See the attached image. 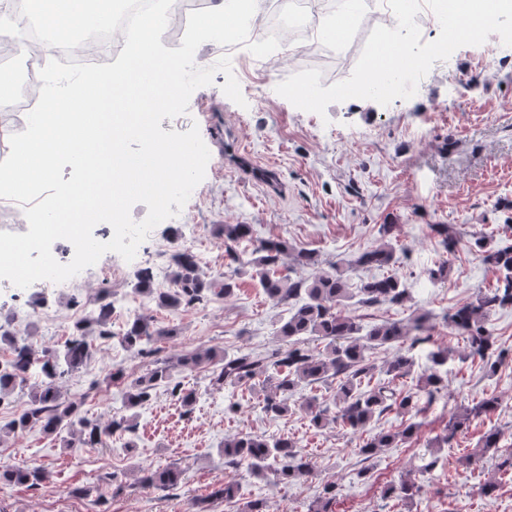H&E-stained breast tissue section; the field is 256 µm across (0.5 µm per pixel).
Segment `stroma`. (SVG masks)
Masks as SVG:
<instances>
[{"label":"stroma","instance_id":"stroma-1","mask_svg":"<svg viewBox=\"0 0 512 512\" xmlns=\"http://www.w3.org/2000/svg\"><path fill=\"white\" fill-rule=\"evenodd\" d=\"M376 12L390 16L386 0H357L344 39L333 48L345 72H353L359 59L352 46L364 16ZM482 53V47L464 46L451 60L435 62L410 99L386 106L349 99L330 104L322 116L296 108L275 91L306 63L295 46L279 47L262 70L246 53L232 61L245 106L223 93L226 77L219 73L211 85L192 93L187 113L161 123L166 131L198 126L210 159L184 206L187 230L160 224L144 244L141 267L151 271L156 288L173 287L170 259L156 249L160 241L183 239L201 251L200 274L222 270L224 245L216 235L221 224H250L258 237L286 242L289 254L277 273L293 279L375 249L382 242L380 225H394V268L355 267L347 276L356 288L397 273L409 298L399 305L374 306L353 299L344 312L365 327L406 323L429 313L433 344L453 351L448 388L419 416L411 440L368 459L357 451L364 434L338 426L315 429L298 410L267 415L249 391L211 390L209 369L178 368L171 385L158 386L151 402L138 410L133 434H115L111 447L76 454L36 429L0 437V459L36 463L49 473L36 489H0V512H239L241 503L229 505L211 496L227 482L239 485L241 502L262 501L265 512H308L327 482L341 488L335 512H512V473L498 470L495 453H487L477 467L460 463L489 429H499L503 444H512V359L487 376L479 360L467 357L464 336L444 321L478 291L498 285V272L469 250L471 235L484 234L499 246L512 244V47H505L488 68L481 63ZM217 132L273 169L275 180L225 163L213 141ZM435 224L447 225L462 238L458 253L445 251L431 230ZM299 250L312 252L315 264L296 266L291 255ZM443 263L450 267L447 282H433L430 270ZM135 274L132 268L120 276L108 270L72 288L38 286L18 298L9 288L0 289V325L28 337L38 349L63 347L75 323L93 315L104 289L115 306L152 315L157 325L174 329V336L158 342L152 357L120 343L121 316L111 320L112 338L90 333V359L61 380L64 395L81 401L90 418L104 420L122 409L118 388L103 381L108 367L136 377L155 359L188 348L269 353L282 346L274 329L292 304L269 298L249 277L240 278L230 298L211 295L169 311L135 291ZM175 383L196 391L192 409L172 396ZM492 396L500 401L494 414L472 420L451 446L434 447L452 414ZM231 400L241 404L233 414L225 410ZM242 433L298 439L315 465L316 478L280 483L254 477L221 453L226 439ZM131 441L136 444L132 453L127 450ZM430 461L435 464L431 470L426 467ZM173 463L186 473L178 487L139 485L142 468ZM404 478L420 487L413 500L386 495L387 486ZM490 480L497 483V492L481 495L480 486Z\"/></svg>","mask_w":512,"mask_h":512}]
</instances>
